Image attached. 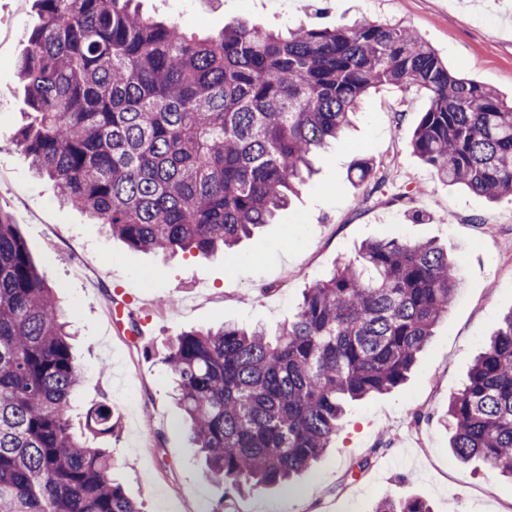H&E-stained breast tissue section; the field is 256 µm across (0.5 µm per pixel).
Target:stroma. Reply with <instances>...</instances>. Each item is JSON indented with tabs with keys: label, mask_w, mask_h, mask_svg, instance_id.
Instances as JSON below:
<instances>
[{
	"label": "stroma",
	"mask_w": 512,
	"mask_h": 512,
	"mask_svg": "<svg viewBox=\"0 0 512 512\" xmlns=\"http://www.w3.org/2000/svg\"><path fill=\"white\" fill-rule=\"evenodd\" d=\"M141 8L197 33L239 17L276 30L318 15L329 26L399 22L451 72L512 98V0H141ZM38 22L34 0H0V208L74 325L77 411L104 400L120 419V430L101 445L112 452L113 479L143 512H370L385 497H421L433 512H512V481L483 462H458L439 423L512 311V201L444 184L413 154L428 95L371 93L353 126L315 159L312 177L277 222L229 256L135 251L61 206L52 183L35 176L16 147L27 110L17 62ZM361 157L385 162L382 191L350 177ZM391 238L437 243L462 277L447 319L408 379L350 403L330 448L293 486L220 497L172 398L162 363L168 343L225 322L276 333L307 288L365 242ZM116 304L137 329L110 321ZM364 459V472L351 474Z\"/></svg>",
	"instance_id": "35a3bbf8"
}]
</instances>
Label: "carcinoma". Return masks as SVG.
<instances>
[{"mask_svg": "<svg viewBox=\"0 0 512 512\" xmlns=\"http://www.w3.org/2000/svg\"><path fill=\"white\" fill-rule=\"evenodd\" d=\"M18 65L29 122L17 147L61 203L137 251L209 257L286 209L311 156L350 125L372 89L425 90L413 153L439 179L512 198V101L448 70L400 23L263 30L240 20L188 34L138 0H34ZM360 182L385 186L373 160ZM460 280L432 242L376 240L306 290L271 339L226 323L167 346L178 404L221 495L309 471L344 404L411 372ZM66 312L0 209V512H142L93 440L119 426L103 401L73 432L82 380ZM463 463L512 478V311L442 420ZM370 512H432L386 497Z\"/></svg>", "mask_w": 512, "mask_h": 512, "instance_id": "carcinoma-1", "label": "carcinoma"}]
</instances>
